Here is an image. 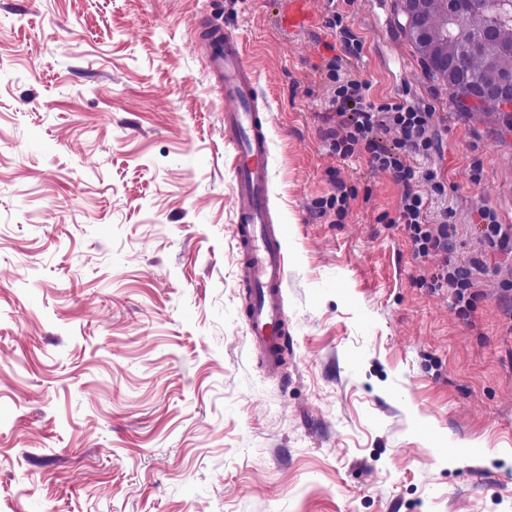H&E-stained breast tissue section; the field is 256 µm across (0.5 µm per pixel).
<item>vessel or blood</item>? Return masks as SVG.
I'll use <instances>...</instances> for the list:
<instances>
[{"label": "vessel or blood", "instance_id": "obj_1", "mask_svg": "<svg viewBox=\"0 0 512 512\" xmlns=\"http://www.w3.org/2000/svg\"><path fill=\"white\" fill-rule=\"evenodd\" d=\"M282 26L303 29L313 21L311 0H286ZM207 68L224 88V136L233 148L236 237L242 247L243 279L249 293L246 319L252 348L269 371L280 367L286 320L282 291L286 266L284 236L270 225V149L265 120L256 103L254 75L239 39L223 26L203 37Z\"/></svg>", "mask_w": 512, "mask_h": 512}]
</instances>
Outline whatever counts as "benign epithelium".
I'll list each match as a JSON object with an SVG mask.
<instances>
[{
  "mask_svg": "<svg viewBox=\"0 0 512 512\" xmlns=\"http://www.w3.org/2000/svg\"><path fill=\"white\" fill-rule=\"evenodd\" d=\"M404 28L428 70L439 80L459 89L467 105L512 113V41L490 22L505 0H462L459 14L448 21L458 26V47L448 49L446 37L436 26V0H399ZM473 19L483 22L476 32Z\"/></svg>",
  "mask_w": 512,
  "mask_h": 512,
  "instance_id": "obj_1",
  "label": "benign epithelium"
}]
</instances>
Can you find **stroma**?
Here are the masks:
<instances>
[{
  "label": "stroma",
  "instance_id": "obj_1",
  "mask_svg": "<svg viewBox=\"0 0 512 512\" xmlns=\"http://www.w3.org/2000/svg\"><path fill=\"white\" fill-rule=\"evenodd\" d=\"M0 0V512H512V127L429 79L398 0ZM360 48L346 53L327 21ZM244 44L287 227L288 348L246 333L224 97ZM434 114L466 313L428 288L402 184L331 151L325 65ZM348 198L344 212L332 199ZM285 8L280 20L284 27L303 29L313 21L311 0H284ZM481 234L491 246L503 251L504 255L512 258V226L499 224L497 216L491 211H482L480 214Z\"/></svg>",
  "mask_w": 512,
  "mask_h": 512
}]
</instances>
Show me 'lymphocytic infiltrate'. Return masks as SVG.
Listing matches in <instances>:
<instances>
[{
  "label": "lymphocytic infiltrate",
  "instance_id": "f902f5d3",
  "mask_svg": "<svg viewBox=\"0 0 512 512\" xmlns=\"http://www.w3.org/2000/svg\"><path fill=\"white\" fill-rule=\"evenodd\" d=\"M327 77L332 84L328 107L336 115L335 127L329 128L327 138L336 154L350 157L357 153L369 156L373 168L387 172L404 186L396 223L406 227L413 243L415 259L426 261L433 255L442 262L432 272L428 285L433 289H448L459 312L471 306L469 290L480 262L471 267L458 265L453 257V229L447 222L437 224L428 220L432 198L447 194V183L441 170H424L414 165L416 158L427 156L431 147L430 132L433 114L405 102L375 103L366 100V83L344 76L340 57L327 64ZM382 134L393 135L392 145L380 144ZM430 184L431 195H423L421 184Z\"/></svg>",
  "mask_w": 512,
  "mask_h": 512
}]
</instances>
